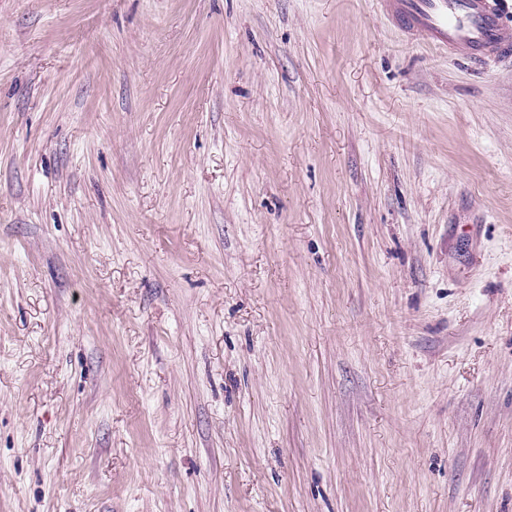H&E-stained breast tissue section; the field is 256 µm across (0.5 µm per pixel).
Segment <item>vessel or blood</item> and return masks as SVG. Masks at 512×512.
Segmentation results:
<instances>
[{
  "mask_svg": "<svg viewBox=\"0 0 512 512\" xmlns=\"http://www.w3.org/2000/svg\"><path fill=\"white\" fill-rule=\"evenodd\" d=\"M387 15L412 39L485 61L512 58L506 16L512 0H382Z\"/></svg>",
  "mask_w": 512,
  "mask_h": 512,
  "instance_id": "vessel-or-blood-1",
  "label": "vessel or blood"
}]
</instances>
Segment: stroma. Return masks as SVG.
Returning <instances> with one entry per match:
<instances>
[{
	"instance_id": "obj_1",
	"label": "stroma",
	"mask_w": 512,
	"mask_h": 512,
	"mask_svg": "<svg viewBox=\"0 0 512 512\" xmlns=\"http://www.w3.org/2000/svg\"><path fill=\"white\" fill-rule=\"evenodd\" d=\"M0 512H512V62L0 0Z\"/></svg>"
}]
</instances>
